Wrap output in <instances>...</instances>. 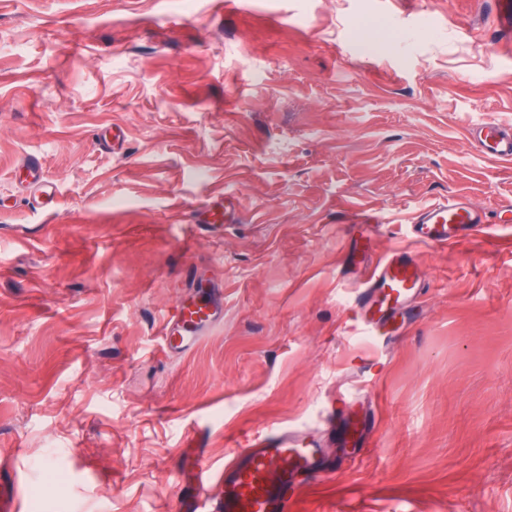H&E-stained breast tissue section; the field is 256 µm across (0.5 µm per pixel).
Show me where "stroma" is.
<instances>
[{
	"label": "stroma",
	"instance_id": "1",
	"mask_svg": "<svg viewBox=\"0 0 512 512\" xmlns=\"http://www.w3.org/2000/svg\"><path fill=\"white\" fill-rule=\"evenodd\" d=\"M485 120L512 124L499 0H0V462L21 512H176L189 439L217 471L272 425L315 431L329 465L292 512H512V246L406 224L454 193L512 204V162L467 141ZM224 192L241 223L192 230ZM344 198L384 219L371 258L423 269L383 344L354 316ZM202 280L223 318L164 351ZM344 399L373 420L358 454L321 423Z\"/></svg>",
	"mask_w": 512,
	"mask_h": 512
}]
</instances>
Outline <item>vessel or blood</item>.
Wrapping results in <instances>:
<instances>
[{
	"label": "vessel or blood",
	"instance_id": "b4317fda",
	"mask_svg": "<svg viewBox=\"0 0 512 512\" xmlns=\"http://www.w3.org/2000/svg\"><path fill=\"white\" fill-rule=\"evenodd\" d=\"M468 137L476 150L493 160L512 161V127L495 121L472 125ZM240 218L238 199L227 195L206 206L197 221L219 228ZM344 223L360 228L352 238L344 265L355 264L370 248L368 232L382 218L351 204L342 209ZM486 214L469 198L454 194L419 209L410 224L414 242L448 247L487 232ZM424 286L415 254L394 251L371 266L359 283L355 306L371 336L398 335L404 315ZM224 313L223 290L214 287L194 298L179 300L162 334L169 351L188 352L201 341ZM325 422L335 429L342 447L367 445L370 418L353 410L328 411ZM323 469L321 444L311 436L287 428L269 427L233 451L220 474L193 465V481L183 490L180 512H288L298 490V480ZM18 477L9 467L0 468V512H15Z\"/></svg>",
	"mask_w": 512,
	"mask_h": 512
}]
</instances>
